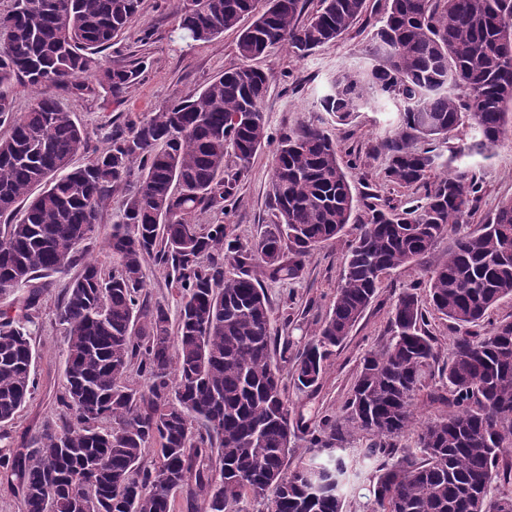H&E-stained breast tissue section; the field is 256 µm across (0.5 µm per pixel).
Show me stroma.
Segmentation results:
<instances>
[{"mask_svg":"<svg viewBox=\"0 0 512 512\" xmlns=\"http://www.w3.org/2000/svg\"><path fill=\"white\" fill-rule=\"evenodd\" d=\"M182 3L183 0H142L139 21L104 51L103 56L110 64L140 60L146 63L139 82L130 88L122 102H113L101 91L74 98L64 90H55V97L87 137V148L73 158V165L92 161L105 148L104 135L113 127L124 125L128 119L169 101L187 97L224 70L239 64L237 30L224 31L212 41L191 46L170 41L169 31ZM383 4L384 0H367L366 12L337 42L314 50L306 58H296L289 54L287 47L277 46L258 59V67L270 80L264 112L272 141L257 152L245 175L235 183L229 206L222 210L198 211L193 216L194 223L203 227L226 225L231 236L245 245L269 230L273 219L269 196L273 141L303 122L323 124L340 158L351 154L359 156V163L347 171L355 195L369 193L383 199L402 198V191L384 176L385 156L375 149L378 140L400 119L395 104L355 113L343 124L336 123L319 105L320 97L336 73L369 64ZM477 163L483 189L469 219L468 228L472 231L487 223L503 201L512 198V144L490 149ZM124 204L123 192L110 193L93 231L79 246L83 260L95 262L108 274L118 267L109 239L112 225ZM347 230L346 238L324 244L307 257L298 275L288 279L268 276L261 279L274 308L273 335L278 347L288 350V361L280 362L279 367L292 415L300 425L310 429L316 427L323 416L341 415L364 354L383 348L391 338L388 319L393 304L414 281L426 275L422 264L387 273L376 299L331 356L318 387L312 391L298 390L293 383L290 360L299 355L318 332L333 305L349 238L357 233L352 224ZM80 271V266L76 265L39 281L42 293L32 328L39 386L15 420L0 430V448H16L29 442L44 424L57 421L62 413L57 398L64 386L67 330L59 320L58 303L69 281ZM145 273L144 296L169 310H176L179 297L174 272L149 258L145 261ZM427 329L437 340L438 362L432 366L418 395L417 412L424 421L448 409L438 397L446 391L441 368L452 358L453 339L447 320L431 318ZM369 443L368 435L361 432H350L347 437L345 446L356 461L358 475L345 493L346 512H366V504L372 496L373 466L362 454Z\"/></svg>","mask_w":512,"mask_h":512,"instance_id":"stroma-1","label":"stroma"}]
</instances>
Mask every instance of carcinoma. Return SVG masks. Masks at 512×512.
<instances>
[{
	"label": "carcinoma",
	"instance_id": "carcinoma-1",
	"mask_svg": "<svg viewBox=\"0 0 512 512\" xmlns=\"http://www.w3.org/2000/svg\"><path fill=\"white\" fill-rule=\"evenodd\" d=\"M187 0L175 31L210 42L253 22L237 42L241 63L194 94L113 129L88 165L72 158L84 132L51 88L83 97L100 88L119 101L144 62L109 66L101 53L138 18L141 0H14L10 49L0 52V87L26 79L35 96L0 137V217L28 205L0 237V285L26 291L0 311V425L12 422L37 389L34 281L77 265L78 246L98 223L109 192L125 207L109 246L120 261L106 275L94 263L65 288L59 319L68 337L65 414L21 448L0 451V482L25 512H173V497H200L206 512H344L350 462L343 429L372 437L376 463L370 512H492L512 501V320L483 327L489 310L512 298V199L479 229L459 234L427 278L403 293L381 350L365 355L344 415H326L292 447L298 422L274 363L273 306L260 276H295L304 259L341 238L355 197L336 147L322 127L283 134L273 155V229L249 245L227 227L192 222L224 208L234 156L240 177L269 140L266 76L252 62L286 44L295 57L336 42L364 14L366 0H321L305 23L300 0ZM371 66L336 75L322 111L347 121L387 99L399 123L378 141L385 178L422 191L394 204L364 199L333 307L293 363L300 390L315 389L326 362L378 294L383 275L430 254L467 223L481 193L470 154L512 142V0H385ZM473 132L470 147L438 151L449 135ZM172 267L179 289L176 328L164 305L142 298L143 264ZM238 269L226 275L224 264ZM456 336L442 375L450 410L419 422L415 396L436 360L417 290ZM147 380L126 383L131 366ZM418 454L393 455L415 424ZM156 443L158 461L145 450Z\"/></svg>",
	"mask_w": 512,
	"mask_h": 512
}]
</instances>
